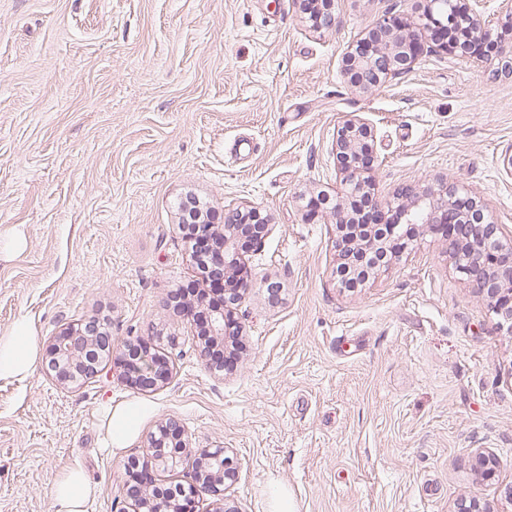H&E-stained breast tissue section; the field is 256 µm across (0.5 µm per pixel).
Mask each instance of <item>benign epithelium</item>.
Wrapping results in <instances>:
<instances>
[{
    "label": "benign epithelium",
    "instance_id": "7a95c632",
    "mask_svg": "<svg viewBox=\"0 0 512 512\" xmlns=\"http://www.w3.org/2000/svg\"><path fill=\"white\" fill-rule=\"evenodd\" d=\"M312 26L322 28L333 22L334 0H298ZM420 19L432 34L436 48L455 52L468 60L492 39L512 31V0H498L500 29L484 20L485 0H418ZM419 51L418 35L394 15H386L369 28L357 44L349 47L342 60L341 73L352 87L372 92L384 82L408 75ZM373 129L361 115L343 120L336 129L332 153L336 177L345 186L351 202L336 203L334 224L352 228L355 243L372 258L381 248L392 259L433 226H444L450 252L459 271L474 279L483 293L489 311L500 328L512 335V242L503 241L502 227L489 218L485 205L476 195L456 183L440 181L414 195L394 200L397 221L393 224H363L362 199L370 195L367 170L373 159L367 141ZM199 255L208 258V272L215 282L241 263L239 244L261 245L270 224L253 210H237L232 222L220 228L196 219L191 225ZM254 286L242 280L236 288H225L224 304L240 301ZM226 312L215 310L204 319L210 336L224 335ZM118 353L127 381L139 389L152 391L169 375V361L157 355L139 339H128L119 348L99 323L89 321L67 328L53 337L47 349V368L66 387H79L101 370L104 356ZM181 435L172 421L159 422L149 433L148 450L129 461L125 469L135 477L123 485L124 512H191L194 498L209 496L219 502L218 512H235L226 507V491L237 482V471L229 465L224 449L190 448L193 466L186 480L172 489L156 481L154 471L174 465L168 454L170 444Z\"/></svg>",
    "mask_w": 512,
    "mask_h": 512
}]
</instances>
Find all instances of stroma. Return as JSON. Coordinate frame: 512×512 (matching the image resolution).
<instances>
[{"mask_svg": "<svg viewBox=\"0 0 512 512\" xmlns=\"http://www.w3.org/2000/svg\"><path fill=\"white\" fill-rule=\"evenodd\" d=\"M418 24L417 0H335L313 28L298 0H0V336L17 318L39 349L94 320L113 344L138 336L173 366L146 393L106 358L78 389L36 362L0 378V512H52L58 478L99 488L88 512H120L125 456L177 420L185 446L222 448L239 471L228 499L269 512H454L476 498L512 512V335L459 274L447 242L418 238L363 287L340 282L328 212L344 186L330 154L337 124L374 126L375 197L449 178L512 230V73L433 49L413 71L360 94L341 59L387 13ZM224 223L256 207L271 224L247 247L253 280L229 309L232 371L202 361L188 294L222 296L191 259L180 205ZM150 412L122 454L104 445L107 405Z\"/></svg>", "mask_w": 512, "mask_h": 512, "instance_id": "1", "label": "stroma"}]
</instances>
